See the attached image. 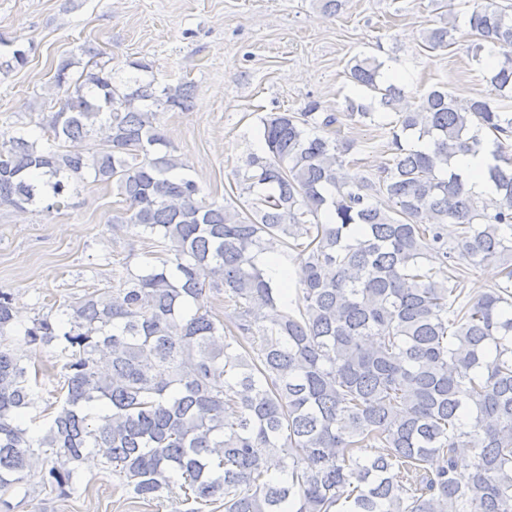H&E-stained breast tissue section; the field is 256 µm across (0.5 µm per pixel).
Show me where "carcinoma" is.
I'll return each mask as SVG.
<instances>
[{"instance_id": "cac0c4a2", "label": "carcinoma", "mask_w": 512, "mask_h": 512, "mask_svg": "<svg viewBox=\"0 0 512 512\" xmlns=\"http://www.w3.org/2000/svg\"><path fill=\"white\" fill-rule=\"evenodd\" d=\"M457 18L448 11L425 46L453 45ZM467 24L476 65L487 43L503 56L489 73L497 97L439 87L413 100L382 86L384 63L356 58L346 76L364 95L343 111L312 102L260 118L244 216L201 197L156 125L159 110L189 108V83L120 86L94 60L76 78L59 67L52 145L0 144V205L56 201L91 170L124 203L112 223L161 251L120 288L85 295L69 329L49 315L24 329L34 348L65 341L59 400L26 427L39 371L0 348V512L39 467L69 495L93 451L146 502L180 489L181 512H512V16L489 0ZM0 46V71L28 63L17 40ZM379 109L397 116L391 156L351 176L340 119ZM94 135L92 151L60 146ZM483 149L490 205L452 166ZM290 250L303 264L291 300L259 266ZM489 262L501 281L464 299L470 270ZM220 296L223 320L204 305ZM13 302L0 291V338Z\"/></svg>"}]
</instances>
